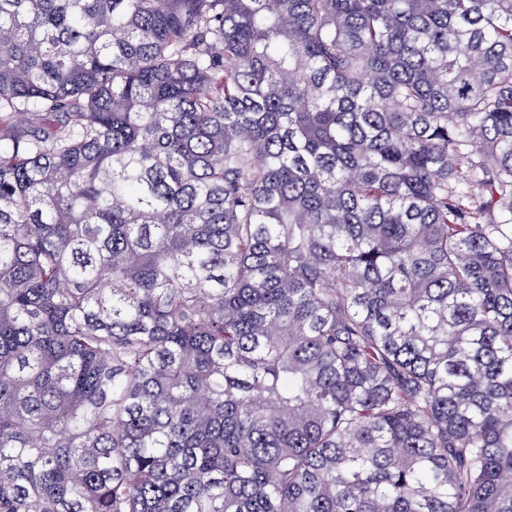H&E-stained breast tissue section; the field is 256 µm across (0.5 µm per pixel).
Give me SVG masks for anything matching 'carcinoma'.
Listing matches in <instances>:
<instances>
[{"label": "carcinoma", "mask_w": 512, "mask_h": 512, "mask_svg": "<svg viewBox=\"0 0 512 512\" xmlns=\"http://www.w3.org/2000/svg\"><path fill=\"white\" fill-rule=\"evenodd\" d=\"M0 512H512V0H0Z\"/></svg>", "instance_id": "cac0c4a2"}]
</instances>
